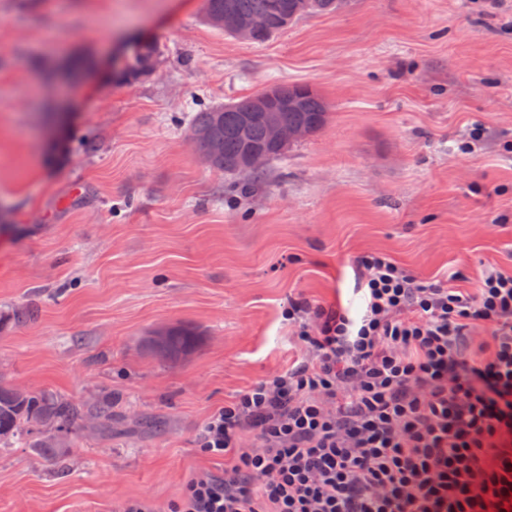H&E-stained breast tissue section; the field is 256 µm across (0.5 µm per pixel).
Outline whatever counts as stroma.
I'll return each mask as SVG.
<instances>
[{
    "label": "stroma",
    "instance_id": "1",
    "mask_svg": "<svg viewBox=\"0 0 512 512\" xmlns=\"http://www.w3.org/2000/svg\"><path fill=\"white\" fill-rule=\"evenodd\" d=\"M162 65L121 83L133 38ZM98 70L60 88L62 63ZM306 84L329 118L240 194L186 134L192 112ZM484 141L467 164L459 145ZM512 32L472 0H348L265 43L206 23L204 0H0V380L85 405L60 469L0 447V512H170L210 413L302 354L288 300L358 309L354 260L381 251L463 287L512 270ZM508 224L490 226L491 216ZM21 306L33 315L14 323ZM188 326L165 359L147 341ZM152 336L149 341L157 353L167 358H176L191 350L197 335L185 327H171L156 331Z\"/></svg>",
    "mask_w": 512,
    "mask_h": 512
}]
</instances>
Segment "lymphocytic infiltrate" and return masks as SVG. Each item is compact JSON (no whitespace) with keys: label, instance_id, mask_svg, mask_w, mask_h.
<instances>
[{"label":"lymphocytic infiltrate","instance_id":"f902f5d3","mask_svg":"<svg viewBox=\"0 0 512 512\" xmlns=\"http://www.w3.org/2000/svg\"><path fill=\"white\" fill-rule=\"evenodd\" d=\"M363 308L290 300L306 355L207 418L170 512H512V273L357 257Z\"/></svg>","mask_w":512,"mask_h":512}]
</instances>
